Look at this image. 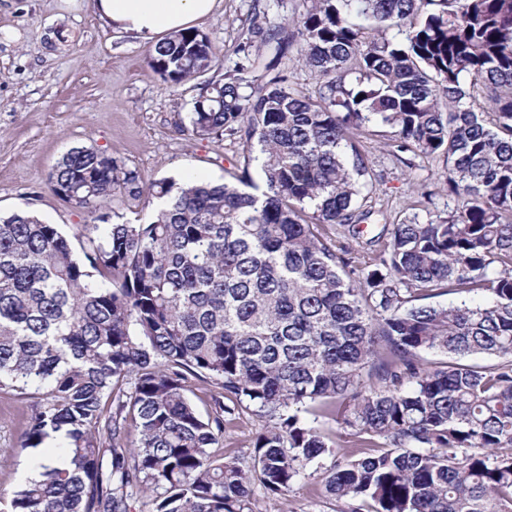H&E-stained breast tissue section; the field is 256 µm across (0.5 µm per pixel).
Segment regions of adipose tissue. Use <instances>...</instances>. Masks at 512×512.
Here are the masks:
<instances>
[{
    "label": "adipose tissue",
    "instance_id": "1",
    "mask_svg": "<svg viewBox=\"0 0 512 512\" xmlns=\"http://www.w3.org/2000/svg\"><path fill=\"white\" fill-rule=\"evenodd\" d=\"M215 0H92L91 6L108 26L151 41L189 29L211 12Z\"/></svg>",
    "mask_w": 512,
    "mask_h": 512
}]
</instances>
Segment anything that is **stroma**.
<instances>
[{
  "instance_id": "1",
  "label": "stroma",
  "mask_w": 512,
  "mask_h": 512,
  "mask_svg": "<svg viewBox=\"0 0 512 512\" xmlns=\"http://www.w3.org/2000/svg\"><path fill=\"white\" fill-rule=\"evenodd\" d=\"M91 0H0V216L27 210L66 231L92 223L86 211L60 200L47 176L71 147L85 146L138 171L142 182L181 178L195 171L231 181L244 164L240 140H200L186 130L192 101L205 82L247 64L257 82L267 64L295 87L317 89L313 73L294 57L273 61L252 40L253 0H215L195 21L224 57L198 79L161 81L148 67L151 42L119 33L93 13ZM380 135L361 138L371 160L373 189L366 207L373 227L448 210L442 158L394 156ZM27 402L0 392V488L23 480L26 458L13 450L23 431ZM268 423L254 409L240 410L224 431L223 446L249 457L256 434ZM262 512H334L335 503L295 486L287 501L261 499Z\"/></svg>"
}]
</instances>
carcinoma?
Listing matches in <instances>:
<instances>
[{
  "instance_id": "1",
  "label": "carcinoma",
  "mask_w": 512,
  "mask_h": 512,
  "mask_svg": "<svg viewBox=\"0 0 512 512\" xmlns=\"http://www.w3.org/2000/svg\"><path fill=\"white\" fill-rule=\"evenodd\" d=\"M257 7L252 36L278 60L299 47L319 88L280 72L256 86L243 65L200 88L188 131L243 141L244 189L145 188L77 146L47 182L93 215L80 250L28 211L0 219V390L30 400L17 452L59 436L32 457L41 479L0 498L10 512H259L252 481L284 499L319 473L336 512H512V0H311L292 24ZM220 57L191 29L148 66L180 85ZM371 126L397 153L444 157L447 215L364 238L357 135ZM144 193L145 222L101 212ZM327 224L372 248L363 267ZM452 293L476 301L425 303ZM478 356L495 363H463ZM192 377L224 391L205 416ZM251 407L269 426L249 461L216 452Z\"/></svg>"
}]
</instances>
